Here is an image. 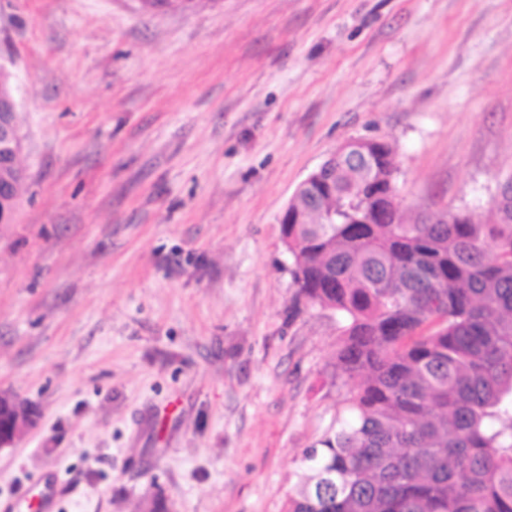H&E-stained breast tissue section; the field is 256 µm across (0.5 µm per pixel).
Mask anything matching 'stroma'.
<instances>
[{"label": "stroma", "mask_w": 512, "mask_h": 512, "mask_svg": "<svg viewBox=\"0 0 512 512\" xmlns=\"http://www.w3.org/2000/svg\"><path fill=\"white\" fill-rule=\"evenodd\" d=\"M26 171L0 224V389L39 421L0 500L284 512L342 412L332 311L280 215L345 142L396 149L402 205L488 218L512 175V0H0ZM57 479L56 473L52 481H44L42 478L36 483L38 491L30 494L29 492L18 495L17 497L0 501V510L2 512H49L51 510L54 481Z\"/></svg>", "instance_id": "stroma-1"}]
</instances>
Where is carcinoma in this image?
<instances>
[{"instance_id": "obj_1", "label": "carcinoma", "mask_w": 512, "mask_h": 512, "mask_svg": "<svg viewBox=\"0 0 512 512\" xmlns=\"http://www.w3.org/2000/svg\"><path fill=\"white\" fill-rule=\"evenodd\" d=\"M355 154L281 222L296 298L341 316L336 371L353 382L285 512H512V196L486 222L358 224L377 174ZM428 291L443 305L423 307Z\"/></svg>"}]
</instances>
